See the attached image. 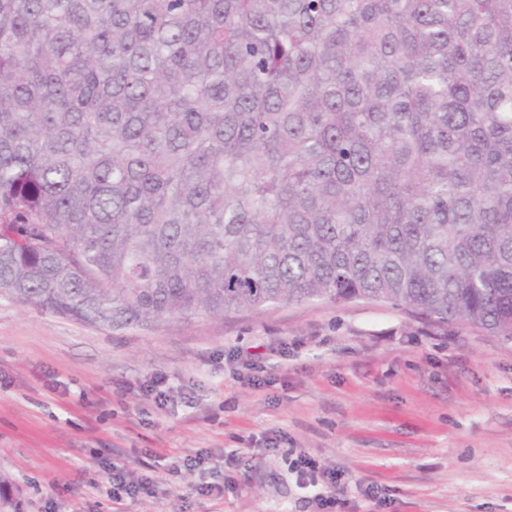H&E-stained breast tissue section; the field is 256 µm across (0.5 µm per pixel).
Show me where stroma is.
<instances>
[{"instance_id":"35a3bbf8","label":"stroma","mask_w":512,"mask_h":512,"mask_svg":"<svg viewBox=\"0 0 512 512\" xmlns=\"http://www.w3.org/2000/svg\"><path fill=\"white\" fill-rule=\"evenodd\" d=\"M295 448L344 472L333 512H512V341L368 301L113 333L0 296V474L21 512H315ZM161 456L182 465L164 498L111 497L113 467L154 479Z\"/></svg>"}]
</instances>
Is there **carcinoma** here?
<instances>
[{
    "instance_id": "cac0c4a2",
    "label": "carcinoma",
    "mask_w": 512,
    "mask_h": 512,
    "mask_svg": "<svg viewBox=\"0 0 512 512\" xmlns=\"http://www.w3.org/2000/svg\"><path fill=\"white\" fill-rule=\"evenodd\" d=\"M0 295L512 339V0H0Z\"/></svg>"
}]
</instances>
